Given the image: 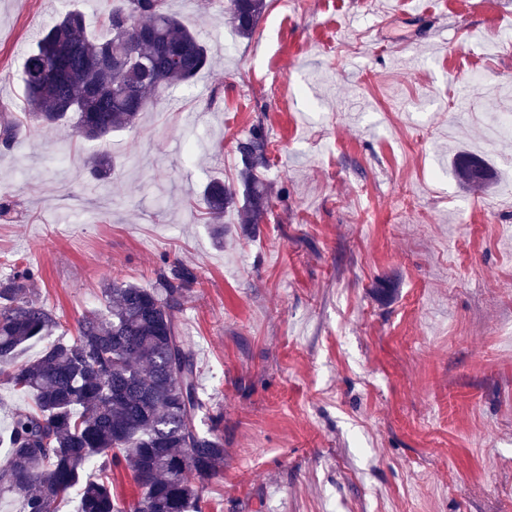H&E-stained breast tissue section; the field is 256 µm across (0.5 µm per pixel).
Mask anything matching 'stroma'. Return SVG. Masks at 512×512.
<instances>
[{
	"instance_id": "stroma-1",
	"label": "stroma",
	"mask_w": 512,
	"mask_h": 512,
	"mask_svg": "<svg viewBox=\"0 0 512 512\" xmlns=\"http://www.w3.org/2000/svg\"><path fill=\"white\" fill-rule=\"evenodd\" d=\"M73 1L108 38L106 0H0V106L22 121L0 145V279L37 270L72 330L112 281L194 272L176 316L224 416L201 512H512V138L490 135L512 0H267L248 39L229 0H169L210 65L104 147L23 121L24 56ZM256 126L272 212L248 234L228 210L219 242L202 193L236 182ZM461 150L489 189L457 181Z\"/></svg>"
}]
</instances>
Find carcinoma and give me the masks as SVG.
Instances as JSON below:
<instances>
[{
  "label": "carcinoma",
  "mask_w": 512,
  "mask_h": 512,
  "mask_svg": "<svg viewBox=\"0 0 512 512\" xmlns=\"http://www.w3.org/2000/svg\"><path fill=\"white\" fill-rule=\"evenodd\" d=\"M267 0H230L231 22L252 35ZM109 38L93 40L77 9L60 14L24 61L27 118L73 123L79 137L105 143L131 128L139 112L166 88L186 83L208 63L205 45L163 0H112ZM143 61L132 67L130 55ZM19 124L0 112V142L17 139ZM239 181L215 179L203 191L207 214L235 209L256 231L272 209V191L260 170L268 141L255 128L236 146ZM99 179L111 175L108 153L90 161ZM455 172L468 188H488L494 172L479 156L461 153ZM29 266L0 280V381L29 396L32 406L11 421L0 445V494L23 498L25 512H54L55 503L82 485L79 512H191L201 500L197 481L224 463L221 425L204 430L195 354L175 316L195 280L175 264L158 286L112 282L103 288L105 312L77 322L75 334L48 343L35 360L19 361L27 345L59 330L54 311L35 297ZM110 456L140 489L124 506L101 482L81 483L88 464Z\"/></svg>",
  "instance_id": "cac0c4a2"
}]
</instances>
